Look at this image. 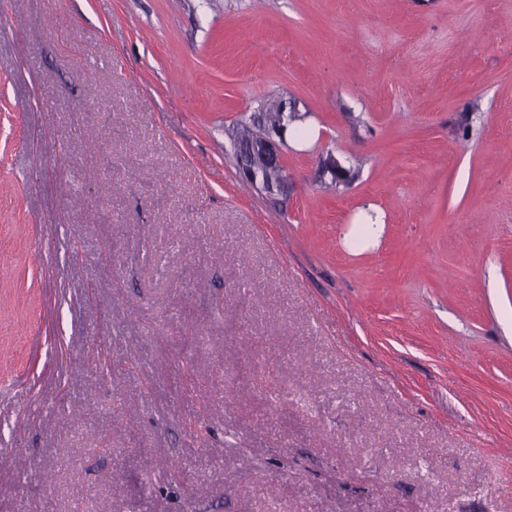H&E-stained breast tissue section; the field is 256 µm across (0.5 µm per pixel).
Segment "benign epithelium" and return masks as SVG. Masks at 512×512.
<instances>
[{
	"mask_svg": "<svg viewBox=\"0 0 512 512\" xmlns=\"http://www.w3.org/2000/svg\"><path fill=\"white\" fill-rule=\"evenodd\" d=\"M298 116V109L282 112V122L277 126H260L256 131L245 161L240 168V174L256 191L266 198L273 200L288 195V179L283 178L278 182H271L265 178V172L281 164V147L285 143V121L288 116Z\"/></svg>",
	"mask_w": 512,
	"mask_h": 512,
	"instance_id": "1",
	"label": "benign epithelium"
}]
</instances>
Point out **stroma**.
Instances as JSON below:
<instances>
[{"label":"stroma","instance_id":"stroma-1","mask_svg":"<svg viewBox=\"0 0 512 512\" xmlns=\"http://www.w3.org/2000/svg\"><path fill=\"white\" fill-rule=\"evenodd\" d=\"M14 382L0 512H512V0H0ZM282 101L276 103H263L260 102L256 109L250 114L249 121L244 119L240 120L233 126L235 135L232 145L233 156L237 157L238 152L244 144L249 141L253 135V139L247 150L245 161H243L240 168V174L245 178L256 191L264 195L269 200L288 195V176L281 179L286 172L281 164V147L286 142L285 133L288 129V124L285 126V121L288 123V113L293 116L303 114L297 108L286 112V107L282 109V121L277 126H267L263 123L256 131L257 125L252 121L254 115H264L269 123L272 125L279 118L280 108ZM281 126H283L281 128ZM256 131V133H255ZM268 174V178L278 182H271L265 178V172L272 168ZM369 212L374 214L373 219ZM384 222L383 212L369 205L355 215L347 237L353 239L355 246H362L376 236L379 226Z\"/></svg>","mask_w":512,"mask_h":512}]
</instances>
